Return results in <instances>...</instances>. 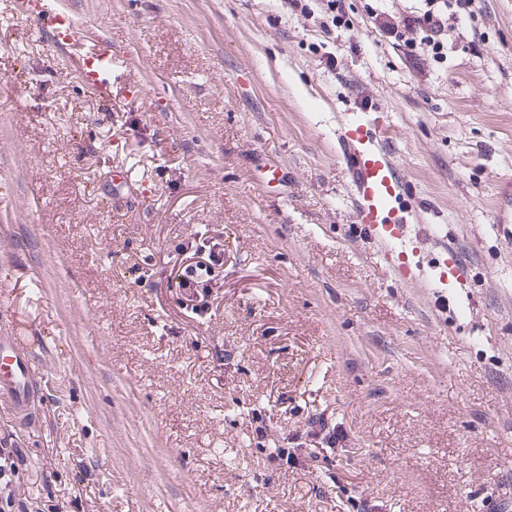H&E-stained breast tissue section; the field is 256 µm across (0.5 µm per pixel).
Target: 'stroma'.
<instances>
[{
  "mask_svg": "<svg viewBox=\"0 0 512 512\" xmlns=\"http://www.w3.org/2000/svg\"><path fill=\"white\" fill-rule=\"evenodd\" d=\"M0 0V319L38 338L12 512H483L512 498V0L448 59L378 12L415 0ZM127 59L108 102L99 43ZM479 53H472V45ZM386 114L425 260L400 283L338 136ZM210 257L207 306L178 287ZM318 444L307 465L297 444ZM294 451L271 460L277 445ZM238 463L227 466V456ZM35 5L30 14L34 25L43 31H50L56 42L66 43L75 36L77 19L71 10L56 6L53 0H32ZM39 5V7H36ZM77 67L84 88L93 95L107 99L112 80L123 73L125 61L112 55L111 46L100 45L83 54Z\"/></svg>",
  "mask_w": 512,
  "mask_h": 512,
  "instance_id": "stroma-1",
  "label": "stroma"
}]
</instances>
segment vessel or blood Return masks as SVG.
I'll return each mask as SVG.
<instances>
[{"mask_svg":"<svg viewBox=\"0 0 512 512\" xmlns=\"http://www.w3.org/2000/svg\"><path fill=\"white\" fill-rule=\"evenodd\" d=\"M30 18L38 29L51 32L57 42H66L75 35L74 13L57 7L55 0H41ZM124 69V60L113 56L108 45L86 52L78 63L84 88L104 99L110 95L113 79ZM340 134L350 148L348 160L354 175L357 220L384 247L395 277L404 283L435 278L445 286L459 284L463 262L458 253L447 251L438 265L426 264L409 234L412 212L401 204L404 188L383 145L380 116L363 112L345 123ZM40 375L41 366L29 341L8 331L0 332V404L11 409L18 420L32 416L40 401Z\"/></svg>","mask_w":512,"mask_h":512,"instance_id":"b4317fda","label":"vessel or blood"}]
</instances>
